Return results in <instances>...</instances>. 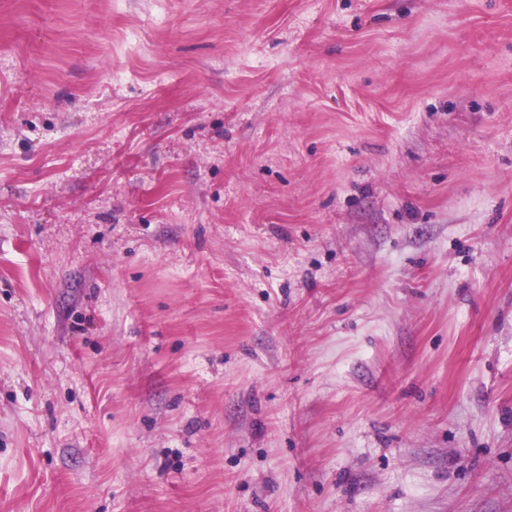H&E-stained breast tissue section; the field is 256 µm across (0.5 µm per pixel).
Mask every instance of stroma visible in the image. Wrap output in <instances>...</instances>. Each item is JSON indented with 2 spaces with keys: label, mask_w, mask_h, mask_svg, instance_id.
I'll return each mask as SVG.
<instances>
[{
  "label": "stroma",
  "mask_w": 512,
  "mask_h": 512,
  "mask_svg": "<svg viewBox=\"0 0 512 512\" xmlns=\"http://www.w3.org/2000/svg\"><path fill=\"white\" fill-rule=\"evenodd\" d=\"M0 512H512V0H0Z\"/></svg>",
  "instance_id": "obj_1"
}]
</instances>
